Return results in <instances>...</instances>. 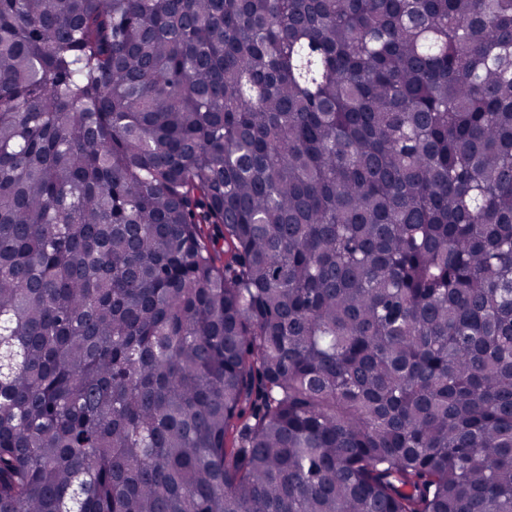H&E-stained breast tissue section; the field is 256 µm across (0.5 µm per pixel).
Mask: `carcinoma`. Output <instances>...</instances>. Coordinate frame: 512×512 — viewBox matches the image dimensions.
Masks as SVG:
<instances>
[{"label":"carcinoma","mask_w":512,"mask_h":512,"mask_svg":"<svg viewBox=\"0 0 512 512\" xmlns=\"http://www.w3.org/2000/svg\"><path fill=\"white\" fill-rule=\"evenodd\" d=\"M0 512H512V0H0Z\"/></svg>","instance_id":"1"}]
</instances>
